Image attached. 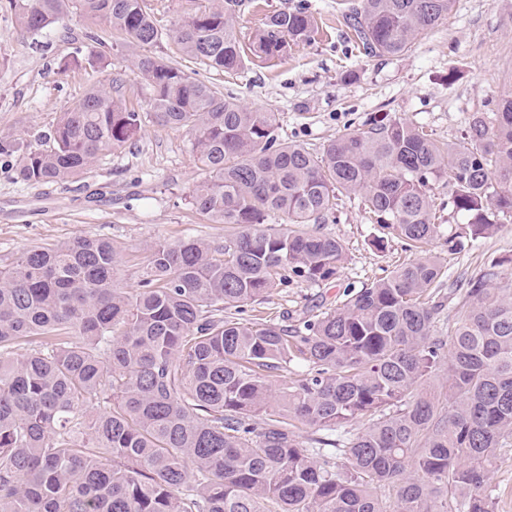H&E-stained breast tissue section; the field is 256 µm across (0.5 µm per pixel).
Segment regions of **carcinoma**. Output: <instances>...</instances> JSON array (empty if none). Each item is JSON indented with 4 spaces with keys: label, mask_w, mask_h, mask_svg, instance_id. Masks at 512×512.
Wrapping results in <instances>:
<instances>
[{
    "label": "carcinoma",
    "mask_w": 512,
    "mask_h": 512,
    "mask_svg": "<svg viewBox=\"0 0 512 512\" xmlns=\"http://www.w3.org/2000/svg\"><path fill=\"white\" fill-rule=\"evenodd\" d=\"M455 0H341L367 58L398 56ZM37 34L73 10L140 48L172 42L230 73L313 40L307 9L238 34L240 0H198L170 28L144 0H8ZM146 111L182 129L205 172L195 213L236 232L159 240L138 287L104 238L33 246L0 266V512H496L497 451L512 445V277L460 275L448 334L432 187L448 184L462 252L512 217V94L453 141L373 116L321 153L276 134L273 112L140 54ZM143 115L94 84L29 149L24 182H62L132 145ZM420 256L293 326L244 319L292 277L336 279L345 247L320 231L344 195ZM365 420L359 430L352 425ZM325 430L305 445L298 426Z\"/></svg>",
    "instance_id": "obj_1"
}]
</instances>
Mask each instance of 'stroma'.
I'll return each mask as SVG.
<instances>
[{
	"label": "stroma",
	"mask_w": 512,
	"mask_h": 512,
	"mask_svg": "<svg viewBox=\"0 0 512 512\" xmlns=\"http://www.w3.org/2000/svg\"><path fill=\"white\" fill-rule=\"evenodd\" d=\"M301 4L318 25L310 44L287 58L247 65L236 77L205 70L198 76L248 108L275 113L280 139L311 152L385 112L448 141L468 113L490 111L512 87V0H456L448 18L401 56L367 58L352 51L337 0H242L236 29L250 33L263 15ZM90 33L96 43H88ZM88 47L100 54L98 66L73 65L76 52ZM139 53L104 24L76 13L31 40L0 0V263L30 246L100 237L111 241L122 259L124 287L134 288L155 241L194 236L223 244L230 225L209 223L190 205V192L204 174L184 131L145 123L134 145L106 154L63 183H26L16 175L26 151L40 145L91 85L118 83L126 105L145 111L151 89L134 72ZM321 229L346 250L336 280L320 285L290 280L272 288L257 311L292 321L320 314L346 291L412 257L397 240L382 250L371 246L377 226L354 196L343 198ZM496 261L502 273L512 272L511 220L446 259L453 278L478 275Z\"/></svg>",
	"instance_id": "obj_1"
}]
</instances>
